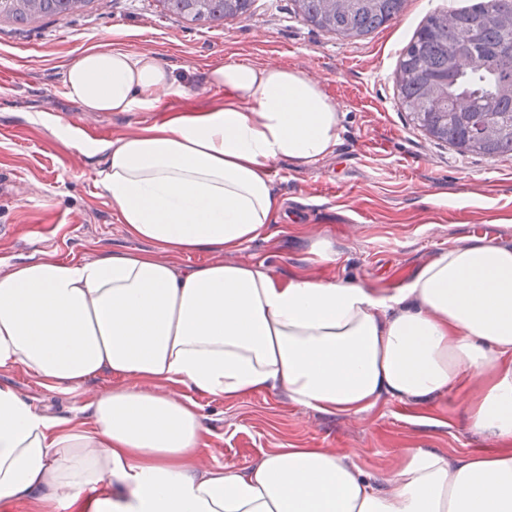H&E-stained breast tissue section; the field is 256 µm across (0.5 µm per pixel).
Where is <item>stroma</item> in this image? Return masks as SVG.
I'll use <instances>...</instances> for the list:
<instances>
[{"mask_svg":"<svg viewBox=\"0 0 512 512\" xmlns=\"http://www.w3.org/2000/svg\"><path fill=\"white\" fill-rule=\"evenodd\" d=\"M465 3L405 0L397 19L360 38L313 27L295 13L293 0H255L249 14L209 29L166 17L158 0H93L88 10L27 31L0 19V274L46 254L95 258L146 249L97 186L101 160L78 149L81 125L106 142L223 106V88L203 75L211 65L245 60L286 65L321 84L341 131L335 151L313 164L275 163L272 186L290 216L235 260L270 265L284 278L351 279L393 293L444 250L472 244L471 225H485L488 242L512 247V157L462 155L430 138L401 105L395 84L403 48L423 19ZM115 41L157 55L174 69L182 94L163 97L154 113L92 114L68 100L66 65ZM318 238L332 245L335 264L311 253ZM0 384L42 412L74 418L114 381L103 375L64 395L23 370L0 369ZM197 402L206 441L228 469L254 466L287 445L331 449L372 476L395 470L410 448L453 461L505 446L492 432L471 430L463 399L452 394L425 403L384 396L352 416L275 394Z\"/></svg>","mask_w":512,"mask_h":512,"instance_id":"obj_1","label":"stroma"}]
</instances>
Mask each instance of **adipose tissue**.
<instances>
[{"instance_id":"obj_1","label":"adipose tissue","mask_w":512,"mask_h":512,"mask_svg":"<svg viewBox=\"0 0 512 512\" xmlns=\"http://www.w3.org/2000/svg\"><path fill=\"white\" fill-rule=\"evenodd\" d=\"M223 107L106 143L97 184L139 251L46 256L0 274V369L71 393L108 375L82 418L35 409L0 386V502L35 512H512V452L455 462L407 449L367 476L327 448L258 465L210 463L208 429L183 388L226 402L278 393L357 415L380 397H466L469 426L512 440V248L451 247L400 293L341 278L279 277L231 260L267 237L284 203L273 163L331 154L340 115L283 66L208 67ZM86 112H151L182 92L173 68L120 45L63 73ZM208 253L178 270L174 260Z\"/></svg>"}]
</instances>
